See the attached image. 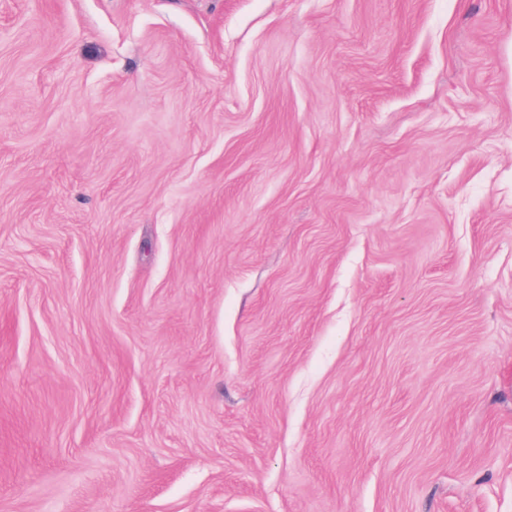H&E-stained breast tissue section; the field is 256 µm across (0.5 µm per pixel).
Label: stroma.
Here are the masks:
<instances>
[{"mask_svg":"<svg viewBox=\"0 0 512 512\" xmlns=\"http://www.w3.org/2000/svg\"><path fill=\"white\" fill-rule=\"evenodd\" d=\"M0 512H512V0H0Z\"/></svg>","mask_w":512,"mask_h":512,"instance_id":"35a3bbf8","label":"stroma"}]
</instances>
